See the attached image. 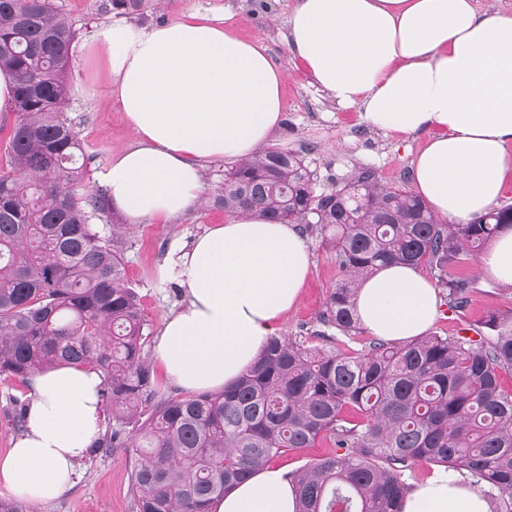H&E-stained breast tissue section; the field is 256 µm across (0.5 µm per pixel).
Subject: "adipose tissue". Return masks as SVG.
<instances>
[{"label":"adipose tissue","mask_w":512,"mask_h":512,"mask_svg":"<svg viewBox=\"0 0 512 512\" xmlns=\"http://www.w3.org/2000/svg\"><path fill=\"white\" fill-rule=\"evenodd\" d=\"M286 44L337 104L359 107L384 133L431 131L413 165V191L440 218L464 224L497 204L512 168V17L473 0H295ZM111 94L135 143L99 173L111 204L133 224L170 220L199 205L202 168L266 144L283 108V73L265 46L217 16L163 26L115 23L100 39ZM512 285V228L481 257ZM311 272L295 225L243 212L193 241L172 243L161 280L184 287L153 355L167 382L215 392L251 367ZM362 328L393 343L427 333L441 300L417 268L389 264L355 293ZM24 428L0 459V486L46 505L73 485L74 466L101 434L102 375L74 365L32 373ZM212 512H297L295 488L274 464L216 502ZM403 512H489L483 490L435 470Z\"/></svg>","instance_id":"ef3b65f1"}]
</instances>
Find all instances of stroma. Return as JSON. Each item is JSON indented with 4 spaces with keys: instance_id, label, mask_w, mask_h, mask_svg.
<instances>
[{
    "instance_id": "obj_1",
    "label": "stroma",
    "mask_w": 512,
    "mask_h": 512,
    "mask_svg": "<svg viewBox=\"0 0 512 512\" xmlns=\"http://www.w3.org/2000/svg\"><path fill=\"white\" fill-rule=\"evenodd\" d=\"M75 31L69 75L70 107L67 117L89 158L85 190L99 188L100 171L134 140L131 127L111 101L110 77L98 43L101 31L117 17L106 0H62ZM294 0H160L143 15L128 16V23L150 26L183 19L193 12L223 15L226 25L244 38L261 42L284 74V110L271 147L303 157L323 189L346 182L364 169L374 170L388 184L411 178L413 160L426 145L428 133L395 137L369 129L358 107H341L311 82L306 63L290 53L283 38L284 20ZM216 160L203 171V202L176 220L130 224L121 212L113 218L126 230L121 238L129 283L141 298L146 325L145 347H152L166 315L178 307L184 290L177 282H160L158 268L172 241H191L207 228L226 221L213 196L230 169ZM312 271L296 305L281 320L280 336L308 338L324 303L340 277L328 242L307 236ZM472 286L469 304L462 312L441 306L432 326L442 336L459 328L481 329L488 316L512 310V287L485 276L478 261H470ZM29 401V391L19 382L0 377V456L11 448L18 432L12 415ZM38 512H136L130 485V458L123 448L88 454L76 465L75 483L57 501Z\"/></svg>"
}]
</instances>
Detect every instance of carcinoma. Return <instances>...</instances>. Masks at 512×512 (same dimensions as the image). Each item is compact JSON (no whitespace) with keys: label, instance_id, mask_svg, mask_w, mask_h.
I'll use <instances>...</instances> for the list:
<instances>
[{"label":"carcinoma","instance_id":"1","mask_svg":"<svg viewBox=\"0 0 512 512\" xmlns=\"http://www.w3.org/2000/svg\"><path fill=\"white\" fill-rule=\"evenodd\" d=\"M118 15L144 0H110ZM74 31L60 0H0V68L16 86L17 119L0 171V375L76 363L103 376L112 424L96 449L130 448L137 512H211L251 472L320 438L333 451L290 475L298 512H402L405 472L418 463L464 470L512 512V311L487 336L427 334L342 351L362 333L353 297L385 263L427 265L451 309L468 303L461 270L512 227V205L447 225L405 185L373 170L317 189L300 156L257 150L224 173L213 205L255 212L328 241L340 280L317 318L315 345L272 337L221 392L160 398L143 352L145 318L119 249L104 233L107 192L82 191L87 156L65 115ZM362 415L350 423L346 410Z\"/></svg>","mask_w":512,"mask_h":512}]
</instances>
